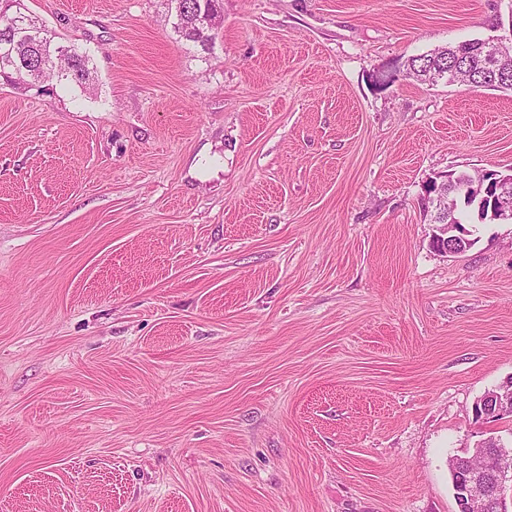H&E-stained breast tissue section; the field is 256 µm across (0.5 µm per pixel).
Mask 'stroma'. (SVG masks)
<instances>
[{
    "mask_svg": "<svg viewBox=\"0 0 512 512\" xmlns=\"http://www.w3.org/2000/svg\"><path fill=\"white\" fill-rule=\"evenodd\" d=\"M95 89L0 80V512H456L512 417V223L430 245L424 187L512 171V91L369 77L512 0H21ZM222 0H167L168 20H172V28L186 42L200 47L204 53H211L215 46L216 35L222 24ZM208 15L215 20L214 31L193 25L196 17ZM475 405H479L481 409L480 420H485L488 416H497L489 421L501 420L500 417L512 416V383L507 382L505 385L496 390L483 395L478 399ZM474 405V406H475ZM485 406V407H484ZM492 407V408H491ZM483 409V410H482Z\"/></svg>",
    "mask_w": 512,
    "mask_h": 512,
    "instance_id": "1",
    "label": "stroma"
}]
</instances>
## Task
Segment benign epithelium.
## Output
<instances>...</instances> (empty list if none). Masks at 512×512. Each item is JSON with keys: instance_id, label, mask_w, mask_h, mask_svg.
Listing matches in <instances>:
<instances>
[{"instance_id": "7a95c632", "label": "benign epithelium", "mask_w": 512, "mask_h": 512, "mask_svg": "<svg viewBox=\"0 0 512 512\" xmlns=\"http://www.w3.org/2000/svg\"><path fill=\"white\" fill-rule=\"evenodd\" d=\"M504 40H512V24L502 36L487 40L481 64L488 69L498 66L497 48ZM464 172L454 170L443 175L439 183L431 182L425 189L424 200L448 215V223L437 225V250L449 255L461 253L457 244V224L454 223L457 193L488 198L492 208L504 220L512 221V175L495 182L480 179L479 172L463 178ZM483 407L481 419L489 416H512V384H505L476 401ZM449 473L455 485L458 512H508L507 496L512 494V448L491 446L485 439L464 456L455 455L448 461Z\"/></svg>"}]
</instances>
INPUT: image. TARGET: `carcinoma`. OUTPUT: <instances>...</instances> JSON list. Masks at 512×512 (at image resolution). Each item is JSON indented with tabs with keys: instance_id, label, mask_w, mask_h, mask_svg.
I'll return each instance as SVG.
<instances>
[{
	"instance_id": "cac0c4a2",
	"label": "carcinoma",
	"mask_w": 512,
	"mask_h": 512,
	"mask_svg": "<svg viewBox=\"0 0 512 512\" xmlns=\"http://www.w3.org/2000/svg\"><path fill=\"white\" fill-rule=\"evenodd\" d=\"M16 0H0V49L11 48L16 65L0 68V78L10 82L42 81L57 79L81 86L86 83L84 76L90 74L89 58L74 46H67L48 39L41 52L31 53L22 39L25 31L16 27L18 21L30 28H41L33 18L17 11L9 13ZM222 0H167L168 19L172 28L181 38L209 54L213 51L216 30L222 24ZM484 51V41L474 39L457 45L438 47L426 54L409 58L404 67L408 76L419 81L430 80L435 73H448V64L457 62L466 67L467 62L478 60ZM505 59L500 77L489 80L478 71L470 76L476 87H494L512 91V48L503 50ZM483 221L490 217L489 203H473L458 212L460 223L466 224L471 217Z\"/></svg>"
}]
</instances>
